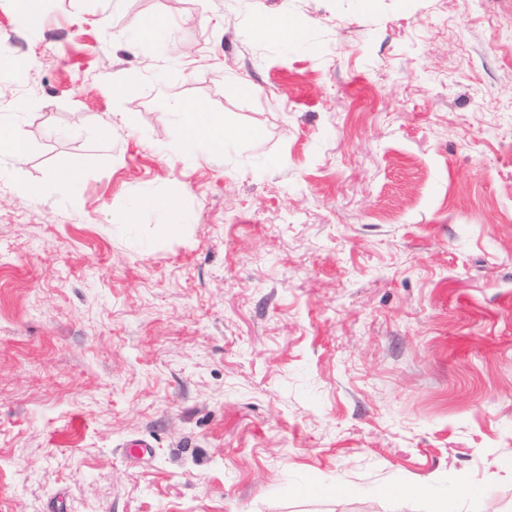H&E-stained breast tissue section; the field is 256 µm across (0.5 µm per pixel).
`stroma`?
Segmentation results:
<instances>
[{"mask_svg":"<svg viewBox=\"0 0 512 512\" xmlns=\"http://www.w3.org/2000/svg\"><path fill=\"white\" fill-rule=\"evenodd\" d=\"M282 10L301 39L259 38ZM44 18L0 0V116L29 144L0 156V512H392L390 483L512 512V0ZM195 103L255 138L182 156ZM89 163V159L83 156L68 157L60 162L57 186L61 191H68L77 175V172Z\"/></svg>","mask_w":512,"mask_h":512,"instance_id":"1","label":"stroma"}]
</instances>
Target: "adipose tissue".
Listing matches in <instances>:
<instances>
[{"label":"adipose tissue","mask_w":512,"mask_h":512,"mask_svg":"<svg viewBox=\"0 0 512 512\" xmlns=\"http://www.w3.org/2000/svg\"><path fill=\"white\" fill-rule=\"evenodd\" d=\"M177 123L180 130V154L193 156L203 152L211 156H221L226 152L230 138L226 134L223 117L217 113L208 111L199 104L192 105L179 113ZM382 493L393 503L394 512H406L412 497L416 495L429 500L432 512H454L457 501H477L482 494V488L471 485L441 493L425 487L410 493L400 486L389 485L383 488Z\"/></svg>","instance_id":"ef3b65f1"}]
</instances>
